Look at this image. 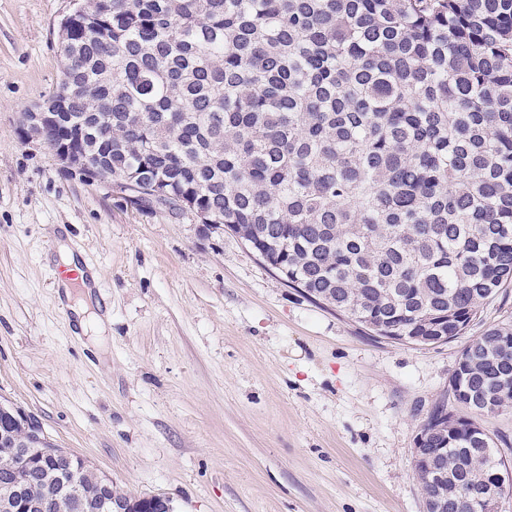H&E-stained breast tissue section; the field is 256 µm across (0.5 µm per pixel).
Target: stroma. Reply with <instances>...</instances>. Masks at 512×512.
<instances>
[{"label": "stroma", "mask_w": 512, "mask_h": 512, "mask_svg": "<svg viewBox=\"0 0 512 512\" xmlns=\"http://www.w3.org/2000/svg\"><path fill=\"white\" fill-rule=\"evenodd\" d=\"M73 0H0V402L130 497L174 512H423L412 452L463 348L418 346L307 299L231 232L62 171L19 118L62 76ZM96 273L75 335L57 243Z\"/></svg>", "instance_id": "stroma-1"}]
</instances>
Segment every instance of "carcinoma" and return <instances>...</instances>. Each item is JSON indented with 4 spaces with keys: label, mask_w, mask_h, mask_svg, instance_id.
<instances>
[{
    "label": "carcinoma",
    "mask_w": 512,
    "mask_h": 512,
    "mask_svg": "<svg viewBox=\"0 0 512 512\" xmlns=\"http://www.w3.org/2000/svg\"><path fill=\"white\" fill-rule=\"evenodd\" d=\"M67 48L85 86L64 122L112 185L135 172L209 214L210 232L263 228L279 275L384 336L466 333L512 285V0H89ZM453 404L512 406V322L462 350ZM413 459L423 505L480 512L508 466L476 421ZM31 429L0 406V434ZM40 458L18 482L92 512Z\"/></svg>",
    "instance_id": "1"
}]
</instances>
